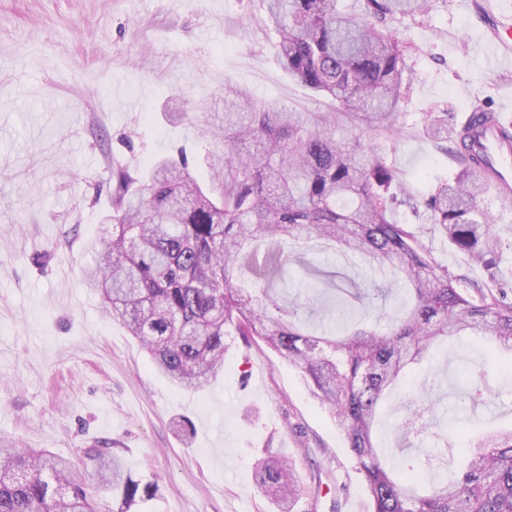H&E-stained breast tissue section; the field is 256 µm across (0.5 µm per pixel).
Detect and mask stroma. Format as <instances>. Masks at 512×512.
Instances as JSON below:
<instances>
[{
	"label": "stroma",
	"instance_id": "obj_1",
	"mask_svg": "<svg viewBox=\"0 0 512 512\" xmlns=\"http://www.w3.org/2000/svg\"><path fill=\"white\" fill-rule=\"evenodd\" d=\"M491 17L511 20L512 0H435L427 14L389 22L412 71L403 133L371 131L364 143L418 199L458 172L426 135L429 117L461 118L475 99L494 110L512 103V67L493 68L485 53ZM228 85L294 112L336 109L288 75L262 0H0V435L69 458L78 478L92 469L83 449L117 443L132 476L159 486L144 512H277L258 488L269 448L296 471L291 512H372L342 429L299 369L262 341L231 336L223 374L200 391L177 389L84 283L87 245L110 228L113 160L183 153L210 186L224 154L211 132L224 124ZM485 204L502 242L493 273L432 224L422 239L450 271L512 284V212L492 194ZM307 258L348 283H385L355 257L317 248ZM279 294L332 333L400 310L390 295L331 305L295 268ZM484 360L475 339L432 350L386 402L379 443L398 445L396 425L427 391L453 437L422 436L411 454L444 456L448 471L475 429L512 426V358L497 361L486 405L474 410L464 398L463 368Z\"/></svg>",
	"mask_w": 512,
	"mask_h": 512
}]
</instances>
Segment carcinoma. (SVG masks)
<instances>
[{
	"mask_svg": "<svg viewBox=\"0 0 512 512\" xmlns=\"http://www.w3.org/2000/svg\"><path fill=\"white\" fill-rule=\"evenodd\" d=\"M267 23L288 74L336 100V113L313 117L256 104L230 88L224 103V159L203 190L187 158L149 162L147 174L114 165L112 233L90 243L95 264L84 270L110 318L121 320L155 366L184 390H199L224 370L228 336L255 339L298 368L311 394L343 430L364 475L373 512H512V429L478 433L462 452L454 477L418 492L433 471L431 458L402 478L388 472L375 439L379 408L441 340L478 336L493 354L512 353V300L504 288H467L466 276L439 264L412 225L396 220L404 207L420 216L397 172L362 142L368 129L394 130L402 89L410 81L395 33L397 15L431 8V0H265ZM429 137L457 144L469 132L448 115L425 126ZM252 144L255 150L240 146ZM459 171L425 200L428 220L449 242L491 268L501 241L481 207L489 192L473 156L453 153ZM333 244L408 285L407 312L386 331L348 322L340 337L318 334L301 318L302 305L272 288L288 261L290 241ZM254 287L239 284L238 272ZM488 363L466 367L471 407L491 393ZM427 394L398 426L407 443L431 428L448 439L451 425L433 421ZM93 483L74 479L70 463L46 450L0 440V512H101L112 491L117 512H134L158 485L135 479L117 449L88 448ZM286 459L267 456L259 488L272 502L297 494Z\"/></svg>",
	"mask_w": 512,
	"mask_h": 512,
	"instance_id": "1",
	"label": "carcinoma"
}]
</instances>
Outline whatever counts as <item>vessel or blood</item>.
Listing matches in <instances>:
<instances>
[{"label": "vessel or blood", "instance_id": "b4317fda", "mask_svg": "<svg viewBox=\"0 0 512 512\" xmlns=\"http://www.w3.org/2000/svg\"><path fill=\"white\" fill-rule=\"evenodd\" d=\"M490 42L495 66H512V26L495 27ZM466 122L472 132L467 141L469 150L487 173L496 196L512 198V113L502 112L497 119L482 121L472 112Z\"/></svg>", "mask_w": 512, "mask_h": 512}]
</instances>
